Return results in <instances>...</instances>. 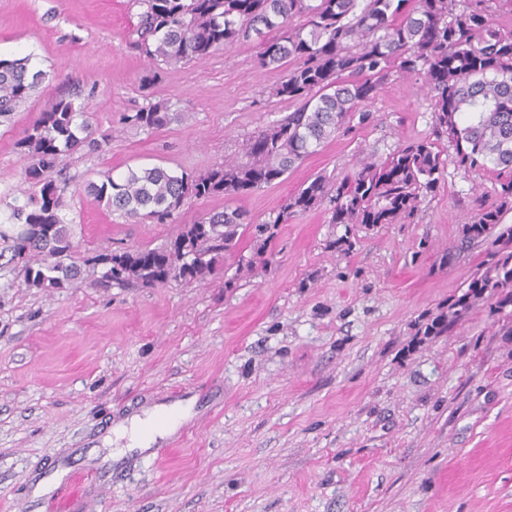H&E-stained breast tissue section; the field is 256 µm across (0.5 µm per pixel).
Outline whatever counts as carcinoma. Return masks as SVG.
<instances>
[{"instance_id":"cac0c4a2","label":"carcinoma","mask_w":512,"mask_h":512,"mask_svg":"<svg viewBox=\"0 0 512 512\" xmlns=\"http://www.w3.org/2000/svg\"><path fill=\"white\" fill-rule=\"evenodd\" d=\"M130 45L149 65L174 70L200 61L221 47L256 34L262 37L258 64L288 69L273 95L298 106L280 123L253 133L244 158L224 159L207 173L192 176L162 167L128 168L115 178L89 183L86 190L127 217L165 224L187 200L252 193L294 167L354 121L367 124L369 104L392 73L419 76L430 96L437 136L455 146V163L464 170H486L498 177L499 200L465 218L463 241L490 237L512 241V226L497 231L503 212L512 209V27L494 20L495 0H138ZM300 19L297 26L292 19ZM43 79L18 62L0 60V116ZM171 120L170 105L158 100L125 121L158 129ZM111 136H94L86 113L58 98L40 113L18 142L31 158L24 173L26 202L0 224L9 261L21 265L24 281L36 288H61L78 278L70 262L72 232L60 214L67 186L50 178L58 156L88 146L109 151ZM446 161L436 140L410 142L382 162L366 159L361 168L330 184L316 177L292 196L271 228L328 203L331 224H413L422 199L434 193ZM238 209L224 208L198 217L163 250L137 247L102 258L101 281L163 286L192 283L224 274L239 227ZM490 266L473 278L456 304L487 294L498 308L512 305V252H488Z\"/></svg>"}]
</instances>
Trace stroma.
<instances>
[{
  "label": "stroma",
  "mask_w": 512,
  "mask_h": 512,
  "mask_svg": "<svg viewBox=\"0 0 512 512\" xmlns=\"http://www.w3.org/2000/svg\"><path fill=\"white\" fill-rule=\"evenodd\" d=\"M138 11L136 0H0V59L45 74L0 117V221L23 202L30 160L17 143L53 100L73 99L112 136L107 153H63L50 173L69 185L61 214L80 277L45 291L0 265V512H56L32 494L52 459L86 477L70 512H512V306L483 296L453 308L487 268L490 242L457 245L476 193L494 202V174L458 169L448 145L419 223L347 228L320 206L257 251L256 224L315 176L433 138L420 81L390 77L369 124L286 178L189 200L179 224L227 206L252 219L223 277L100 285V256L165 246L179 224L128 219L87 196V181L130 167L205 173L294 109L270 94L285 70L260 67L252 41L173 72L148 65L128 45ZM158 100L174 113L166 126L124 124ZM181 386L192 392L181 446L156 463L113 455L127 445H105L113 423Z\"/></svg>",
  "instance_id": "1"
}]
</instances>
